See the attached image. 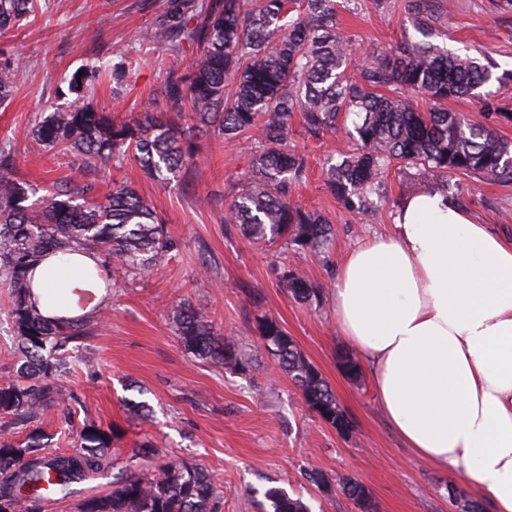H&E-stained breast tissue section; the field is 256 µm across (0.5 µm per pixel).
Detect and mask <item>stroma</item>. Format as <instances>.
Segmentation results:
<instances>
[{"label":"stroma","mask_w":512,"mask_h":512,"mask_svg":"<svg viewBox=\"0 0 512 512\" xmlns=\"http://www.w3.org/2000/svg\"><path fill=\"white\" fill-rule=\"evenodd\" d=\"M164 0H38L27 26L0 32V51H20L24 65L13 92L0 104V147L15 152L19 177L35 189L74 179L92 183L96 194L112 181L133 184L152 204L176 244L174 256L147 278L111 274L112 294L104 307L106 322L86 342L85 361L76 362L63 385L68 400L46 408L37 419L60 451L74 437L65 423L90 419L118 430V458L130 456L135 442L149 439L174 458L200 464L220 490L222 512H258L267 488L280 487L301 498L311 512H356L342 494L327 495L309 481L316 468L330 480L353 477L364 484L376 512H455L448 498L456 488L475 499L468 480L436 470L404 448L375 395L368 371L351 379L343 370L348 354L336 327L331 292L345 257L364 240L387 234L394 201L421 192L423 170H393L384 178L387 205L364 220L344 209L330 193L322 173L328 153L344 155L351 145L346 130L314 138L301 119H293L292 138L308 159V177L296 194L303 205L324 215L335 229L328 257L278 246L262 247L224 221L230 190L250 171L253 130L239 142L224 143L197 131L195 165L163 183L146 177L134 161L108 175L79 172L71 153L46 148L32 136L40 118L62 103L60 89L87 65L111 64L125 54L131 73L120 93L111 79L97 82L91 101L119 121L141 120L146 110H161V87L170 67L191 68L198 51L170 56L161 46L141 42L142 32ZM406 0H386L353 15L340 10L341 30L350 36L356 57L373 48L399 46L411 25ZM446 12L438 45L458 54L487 56L498 72L512 75V0H432ZM453 109L488 123L512 142V79L489 101L460 100ZM448 196L499 234L512 237V183L477 175L450 181ZM285 261L301 268L324 292L321 305L292 299L276 275ZM204 301L217 328L263 368L240 373L187 353L172 328V315L184 300ZM276 318L299 349L322 373L354 430L339 436L308 412L298 390L264 351L257 321Z\"/></svg>","instance_id":"obj_1"}]
</instances>
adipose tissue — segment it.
Returning a JSON list of instances; mask_svg holds the SVG:
<instances>
[{
    "label": "adipose tissue",
    "mask_w": 512,
    "mask_h": 512,
    "mask_svg": "<svg viewBox=\"0 0 512 512\" xmlns=\"http://www.w3.org/2000/svg\"><path fill=\"white\" fill-rule=\"evenodd\" d=\"M111 286L96 253L51 252L31 300L48 320L76 322ZM334 304L407 448L512 512V239L443 194L412 196L389 234L345 256Z\"/></svg>",
    "instance_id": "ef3b65f1"
}]
</instances>
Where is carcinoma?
<instances>
[{
  "instance_id": "obj_1",
  "label": "carcinoma",
  "mask_w": 512,
  "mask_h": 512,
  "mask_svg": "<svg viewBox=\"0 0 512 512\" xmlns=\"http://www.w3.org/2000/svg\"><path fill=\"white\" fill-rule=\"evenodd\" d=\"M36 0H0V30L19 27L35 12ZM432 0H408L413 29L422 39L396 49H375L370 59L354 57L350 40L338 30V8L359 0H166L164 10L142 36L179 54L197 47L200 60L181 74L171 69L162 85L163 112L117 123L90 102L102 70L95 66L72 75L63 106L36 125L33 133L49 149L68 147L81 170L104 171L131 157L155 180L178 176L195 163L196 150L178 119L191 105V119L214 136L235 140L254 128L261 142L253 151L251 176L225 200L224 220L261 246L279 242L309 254L329 249L332 227L293 197L307 174L305 153L288 143L289 121L301 113L307 131L333 132L350 116L353 151L335 161L328 155L326 184L356 215L370 213L369 195L384 194L385 171L421 168L431 179L427 193L448 192L458 175L512 181V144L496 130L448 107L462 98L488 99L486 88L503 85L493 66L431 42L443 27ZM21 55H0V104L13 92ZM130 74L121 58L110 76L120 90ZM235 85L224 97L227 82ZM16 160L0 148V286L9 289L3 314L12 324L16 375L0 382V501L9 510L48 512L46 491L67 496L71 485L110 464L116 436L112 428L84 421L69 452H58L49 435L34 425L41 412L65 399L58 385L93 329L85 321L53 322L29 301L31 273L49 252L80 247L142 278L153 274L174 247L166 225L131 185L112 183L101 196L87 197L90 184H61L29 202L30 186L15 177ZM282 285L298 302H321L301 270L278 268ZM175 332L194 357L235 371L252 372V359L215 329L205 307L184 302L174 311ZM262 346L301 393L312 412L336 414V395L320 371L274 318L258 321ZM25 429L16 438L17 427ZM131 457L153 473L115 477L112 493L91 497L77 512H218L219 497L210 476L198 465L165 458L148 441L134 445ZM343 495L359 512H373L371 496L355 478L339 481ZM261 512H309L300 498L270 488Z\"/></svg>"
}]
</instances>
